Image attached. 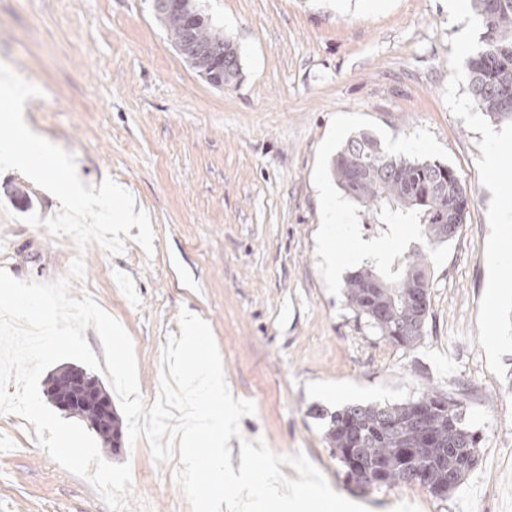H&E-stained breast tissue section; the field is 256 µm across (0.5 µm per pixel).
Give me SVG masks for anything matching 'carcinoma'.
Returning <instances> with one entry per match:
<instances>
[{"label":"carcinoma","instance_id":"1","mask_svg":"<svg viewBox=\"0 0 512 512\" xmlns=\"http://www.w3.org/2000/svg\"><path fill=\"white\" fill-rule=\"evenodd\" d=\"M482 17L484 48L468 62L469 88L475 104L496 122L512 123V0H472ZM201 45L213 47L219 70L229 83L240 72L239 54L230 40L209 20L194 31ZM333 172L339 188L363 207L366 224H418L426 241L454 238L467 213L468 198L461 180L449 166L388 153L373 135L362 132L336 154ZM370 267L353 272L345 281L346 299L390 344L410 347L422 337L430 302L420 306L417 293L429 289L425 256L406 255L386 276L388 288L367 295ZM389 307L379 318L378 308ZM426 418L417 422L418 411ZM326 437L348 478L368 484L382 473L385 482L417 483L430 493L453 492L478 462L480 438L468 423L463 404L432 391L400 404H352L327 415ZM426 437L436 447L421 449L413 467H404L401 453Z\"/></svg>","mask_w":512,"mask_h":512}]
</instances>
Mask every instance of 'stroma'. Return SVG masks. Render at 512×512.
Masks as SVG:
<instances>
[{"mask_svg": "<svg viewBox=\"0 0 512 512\" xmlns=\"http://www.w3.org/2000/svg\"><path fill=\"white\" fill-rule=\"evenodd\" d=\"M238 46L241 73L216 87L176 51L152 0H0V62L41 89L28 126L73 154L86 183L112 179L150 218L152 251L131 228L121 254L78 249L33 227L61 210L14 170L0 172V267L19 280L67 276L131 337L139 392L152 406L161 351L180 310L210 326L240 423L276 454L304 453L338 494L368 512H512V262L488 292L486 245L512 177V124L491 121L469 92L483 47L473 9L448 0H200ZM393 155L447 164L469 203L458 235L427 243L416 224H367L337 186L332 161L359 132ZM339 201L321 235L323 191ZM342 255L329 273L324 248ZM421 251L430 272L422 338L383 340L348 303L350 273L387 272ZM436 390L461 401L482 439L479 462L448 497L416 483L360 490L325 438L318 412L404 403ZM130 463L124 512H191L178 461L147 441L101 448ZM0 512H110L90 482L60 467L27 420L0 414Z\"/></svg>", "mask_w": 512, "mask_h": 512, "instance_id": "1", "label": "stroma"}]
</instances>
